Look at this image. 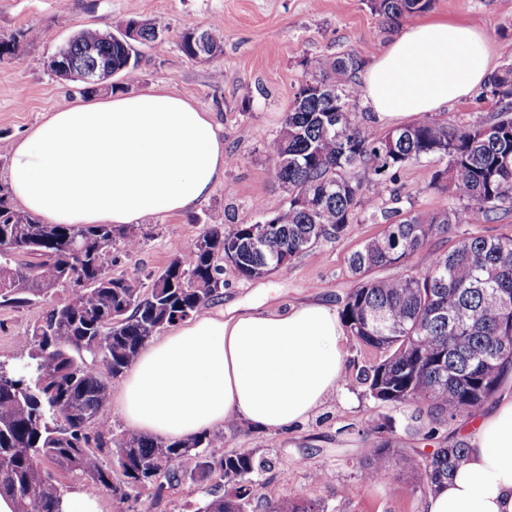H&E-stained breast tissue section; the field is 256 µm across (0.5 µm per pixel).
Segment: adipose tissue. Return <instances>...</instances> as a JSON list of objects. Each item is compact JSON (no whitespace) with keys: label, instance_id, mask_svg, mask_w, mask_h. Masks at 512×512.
<instances>
[{"label":"adipose tissue","instance_id":"obj_1","mask_svg":"<svg viewBox=\"0 0 512 512\" xmlns=\"http://www.w3.org/2000/svg\"><path fill=\"white\" fill-rule=\"evenodd\" d=\"M493 74L483 35L455 20L406 26L362 75L374 120L413 121L469 98ZM224 142L206 112L163 89L78 102L9 147L7 183L51 224H136L190 211L224 178ZM346 329L321 302L209 314L148 346L115 390L133 429L178 440L237 419L262 431L301 423L339 389ZM467 459L425 512H512V400L467 439Z\"/></svg>","mask_w":512,"mask_h":512}]
</instances>
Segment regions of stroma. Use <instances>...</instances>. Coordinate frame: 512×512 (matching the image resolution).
I'll list each match as a JSON object with an SVG mask.
<instances>
[{
  "label": "stroma",
  "instance_id": "obj_1",
  "mask_svg": "<svg viewBox=\"0 0 512 512\" xmlns=\"http://www.w3.org/2000/svg\"><path fill=\"white\" fill-rule=\"evenodd\" d=\"M430 13L479 28L493 67L502 66L501 49L512 40V0H433ZM129 18L149 19L163 29L157 41L140 47L139 79L130 92L163 87L191 100L207 112L225 152L236 158L225 168L223 181L191 211L141 222L144 238L137 251L113 246L108 255L112 275L137 279L144 289L209 224L253 223L283 204L285 194L273 179L267 144L292 106L306 59L333 58L367 44L380 48L403 27L384 20L367 0H0V37L30 26L45 31L41 39L21 42L11 59L0 62V141L20 139L48 113L85 100L79 86L47 72L45 59L83 29L109 30ZM187 21L201 30H221L223 54L205 61L186 57L177 37ZM438 168L437 160L425 159L400 170L398 184L409 196L402 211L439 208L444 196L432 184ZM384 230L381 223L349 225L340 240L319 244L255 280L239 279L232 266H225L222 294L205 311L214 316L279 311L317 300L341 308L356 286L348 264L351 253ZM67 295L59 288L45 302L0 306L1 363H18V339ZM491 409L484 404L429 439L427 422L414 407L389 411L353 383L294 428L264 433L238 421L211 435L215 453L256 448L271 458L284 497L320 498L329 512H423L425 495L406 489L400 469L376 482L362 477L363 450L377 439L374 421L393 415L400 447L425 457L446 441L472 435ZM322 468L330 472V483H312L310 473Z\"/></svg>",
  "mask_w": 512,
  "mask_h": 512
}]
</instances>
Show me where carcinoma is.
<instances>
[{
  "instance_id": "obj_1",
  "label": "carcinoma",
  "mask_w": 512,
  "mask_h": 512,
  "mask_svg": "<svg viewBox=\"0 0 512 512\" xmlns=\"http://www.w3.org/2000/svg\"><path fill=\"white\" fill-rule=\"evenodd\" d=\"M432 0H371V8L394 21L427 11ZM29 26L0 37V62L19 42L40 38ZM205 41L211 56L223 52L220 31L202 33L190 22L179 35L188 57ZM91 47L112 67V75L132 82L139 54L122 37L84 29L77 40L57 49L81 57ZM369 48L336 58L306 60L299 85L279 134L267 145L275 182L286 194L282 206L255 223L211 224L188 250L177 254L142 290L108 270L107 253L120 245H141L135 224H44L16 209L9 189L0 186V305L44 301L59 287L67 300L46 312L42 323L18 342L25 362L0 364V495L15 512H63L65 490L56 472L82 476L121 503L154 489L157 504L165 486L189 479L205 483L215 473L224 492L205 489L195 512H327L322 500L293 501L263 478L269 461L254 450L216 454L207 433L163 441L123 433L108 441L123 475L119 483L91 447H104L111 429L105 409L110 379L120 377L163 329L194 316L224 288L227 258L237 276L254 280L270 274L315 245L340 239L358 221L386 214L363 197V185L383 196L404 166L426 158L444 163L433 184L451 193L458 206L413 213L388 224L349 257L360 280L346 297L341 320L348 333L375 360L357 383L376 403L390 408L414 404L426 416V437L492 399L512 377V234L471 235L420 270L412 258L438 236L462 224L498 221L512 213V54L493 74L486 93L497 96L483 120L455 126L429 115L375 138L355 106L360 90L355 74ZM32 255L36 261L20 263ZM373 269L391 274L367 280ZM396 420L374 426L379 440L364 449L363 478H386L390 460L401 456L403 483L411 493L443 487L467 454L465 442L435 449L418 461L397 447Z\"/></svg>"
}]
</instances>
